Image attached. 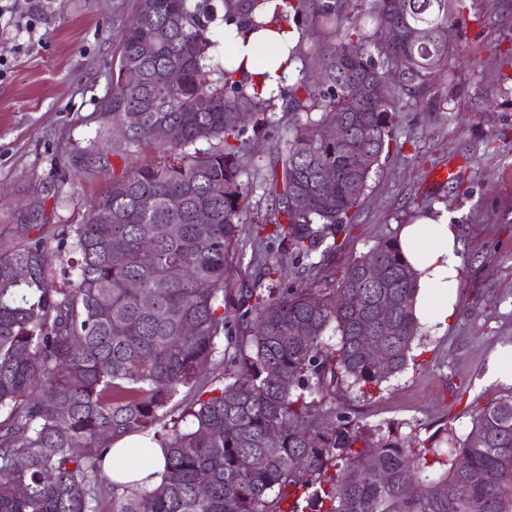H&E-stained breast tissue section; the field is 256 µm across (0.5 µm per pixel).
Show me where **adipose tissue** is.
<instances>
[{"label": "adipose tissue", "instance_id": "obj_1", "mask_svg": "<svg viewBox=\"0 0 512 512\" xmlns=\"http://www.w3.org/2000/svg\"><path fill=\"white\" fill-rule=\"evenodd\" d=\"M296 39L293 33L264 30L232 38L229 47L235 65L243 66L250 83L258 84L268 95L276 91L281 76L293 71L288 48ZM265 44L273 46L274 51L265 62H257L256 51ZM398 240L404 258L417 273L415 314L419 322L447 325L461 276V246L455 223L447 211L438 210L404 225ZM165 463L166 451L151 433H130L113 441L103 468L113 482L151 488L159 482Z\"/></svg>", "mask_w": 512, "mask_h": 512}]
</instances>
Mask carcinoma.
I'll list each match as a JSON object with an SVG mask.
<instances>
[{
	"label": "carcinoma",
	"instance_id": "carcinoma-1",
	"mask_svg": "<svg viewBox=\"0 0 512 512\" xmlns=\"http://www.w3.org/2000/svg\"><path fill=\"white\" fill-rule=\"evenodd\" d=\"M366 2L360 14L352 0H137L106 98L112 131L125 132L112 137L123 169L57 246L74 253L76 278L56 271L41 238L0 255V512H101L105 497L112 512H512V394L472 406L463 435L438 429L419 448L396 427L336 410V392L363 398L400 373L420 332L417 274L396 240L378 241L338 279L324 269L322 288L255 285L224 308L226 250L242 241L249 195L241 107L256 126L279 98L289 114L261 181L274 209L257 232L280 246L269 275L280 257L321 250L328 262L389 151L396 113L436 108L424 91L447 69L465 0ZM219 7L241 33L297 32L293 58L309 23L319 78L246 94L212 29ZM387 28L401 40L377 59L367 47ZM146 41L151 57L140 53ZM175 67L183 77L172 85ZM127 68L140 84L123 79ZM200 95L207 112L195 109ZM158 126L167 141L155 139ZM147 146L159 157L141 164L135 150ZM325 170L336 179L322 182ZM173 195L181 208L168 207ZM200 211L209 223H197ZM114 252L135 260L115 265ZM369 338L382 356L363 351ZM183 388L192 397L163 434L160 482H112V440L160 424Z\"/></svg>",
	"mask_w": 512,
	"mask_h": 512
}]
</instances>
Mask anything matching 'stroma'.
Instances as JSON below:
<instances>
[{
	"label": "stroma",
	"instance_id": "obj_1",
	"mask_svg": "<svg viewBox=\"0 0 512 512\" xmlns=\"http://www.w3.org/2000/svg\"><path fill=\"white\" fill-rule=\"evenodd\" d=\"M459 22L461 56L448 61V77L429 94L431 112L399 113L397 149L383 157L359 221L330 257L343 271L380 239L440 207L457 224L461 281L455 313L445 330L423 329L409 366L364 399L337 397V408L358 420L401 424L403 434L425 440L451 427L464 433L472 401L512 393V384L487 379L498 356L512 364V0H468ZM42 14L19 8L21 37L0 35V254L24 236L56 248L63 225L81 221L82 207L122 170L120 158L97 151L99 105L112 88L121 31L135 0H45ZM288 127L272 113L250 132L242 176L250 186L249 222L271 203L257 185L269 174ZM456 158L460 183L438 188L432 171ZM266 243L248 240L229 252L225 287L237 291L263 277Z\"/></svg>",
	"mask_w": 512,
	"mask_h": 512
}]
</instances>
